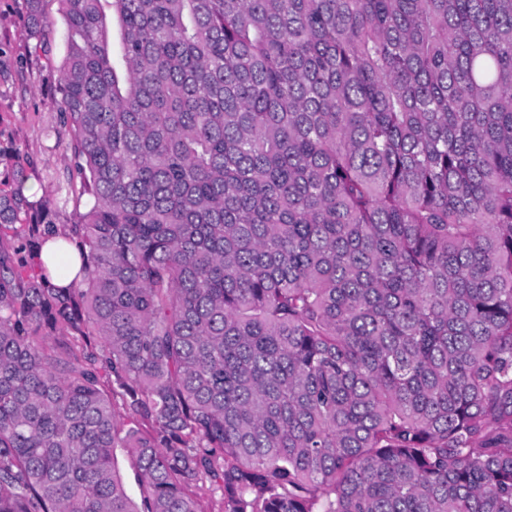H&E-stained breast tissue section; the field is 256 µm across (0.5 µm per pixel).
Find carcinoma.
Instances as JSON below:
<instances>
[{
    "label": "carcinoma",
    "mask_w": 512,
    "mask_h": 512,
    "mask_svg": "<svg viewBox=\"0 0 512 512\" xmlns=\"http://www.w3.org/2000/svg\"><path fill=\"white\" fill-rule=\"evenodd\" d=\"M60 3L90 200L66 288L0 238V512H512V0ZM116 466L123 480L127 494L134 502L139 503V491L134 481L130 460L126 453L120 449L116 451Z\"/></svg>",
    "instance_id": "1"
}]
</instances>
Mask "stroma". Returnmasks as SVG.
<instances>
[{
  "label": "stroma",
  "instance_id": "stroma-1",
  "mask_svg": "<svg viewBox=\"0 0 512 512\" xmlns=\"http://www.w3.org/2000/svg\"><path fill=\"white\" fill-rule=\"evenodd\" d=\"M41 11L50 36L44 51L25 0H0V58L8 64L0 73V188L19 184L29 200H48V212H31L28 223L45 219L68 235L90 196L57 105L66 52L59 0H41Z\"/></svg>",
  "mask_w": 512,
  "mask_h": 512
}]
</instances>
